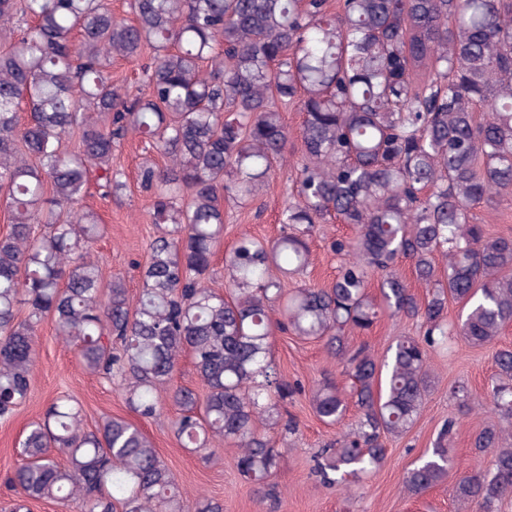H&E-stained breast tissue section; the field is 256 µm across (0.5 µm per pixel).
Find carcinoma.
Masks as SVG:
<instances>
[{"mask_svg": "<svg viewBox=\"0 0 512 512\" xmlns=\"http://www.w3.org/2000/svg\"><path fill=\"white\" fill-rule=\"evenodd\" d=\"M132 18L107 0H0V420L30 396L38 325L90 372L117 384L127 405L151 418L182 354L204 397L177 387L174 431L186 448L218 438L240 448L239 474L261 498L280 452L263 424L295 430L279 401L300 390L278 376L274 330L324 343L351 380L324 378L310 392L316 416L348 432L328 442L315 472L348 483L378 469L384 439L416 423L431 387L430 352L458 337L495 344L512 324V235H492L473 209L512 199V0H129ZM119 56H147L146 90L112 82ZM303 119L296 198L279 236H238L224 258L225 292L210 286L224 238V203L247 206L268 187L291 131ZM144 151L140 189L151 195L156 235L141 288L104 284L90 257L97 213L84 205L92 176L110 197L124 189L112 167L128 135ZM335 217L355 229L331 250L329 288H286L310 264L308 237ZM411 261L431 288L420 303L397 272ZM380 273L377 294L367 271ZM461 307L448 323V303ZM420 318L423 335L399 336L377 359L347 333L381 317ZM490 411L508 425L476 432L490 466L452 488L458 512H494L512 496V348L494 352ZM456 422L404 476L411 494L448 477ZM7 482L30 500L78 512H224L189 502L135 424L112 417L94 429L71 395L54 399L19 442Z\"/></svg>", "mask_w": 512, "mask_h": 512, "instance_id": "cac0c4a2", "label": "carcinoma"}]
</instances>
